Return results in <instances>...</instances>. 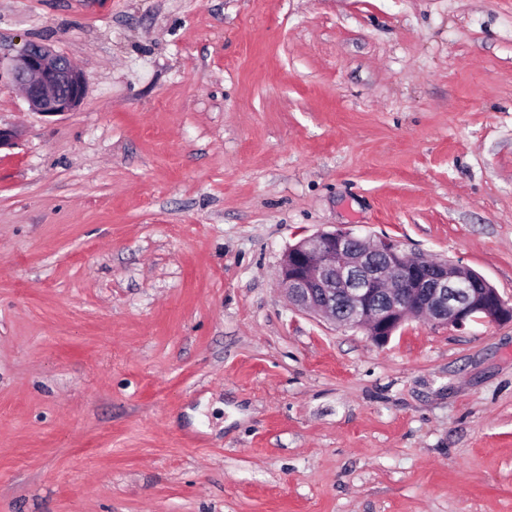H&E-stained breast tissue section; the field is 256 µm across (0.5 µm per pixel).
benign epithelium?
<instances>
[{
  "instance_id": "obj_1",
  "label": "benign epithelium",
  "mask_w": 512,
  "mask_h": 512,
  "mask_svg": "<svg viewBox=\"0 0 512 512\" xmlns=\"http://www.w3.org/2000/svg\"><path fill=\"white\" fill-rule=\"evenodd\" d=\"M5 74L41 115L71 112L84 99V73L63 66L62 56L42 44L23 45L8 67L0 65V79ZM279 277L293 305L362 330L381 345L410 318L456 329L472 321H512V305L472 269L346 229L322 231L288 248Z\"/></svg>"
}]
</instances>
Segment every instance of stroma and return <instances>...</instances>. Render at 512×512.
Here are the masks:
<instances>
[{
  "label": "stroma",
  "mask_w": 512,
  "mask_h": 512,
  "mask_svg": "<svg viewBox=\"0 0 512 512\" xmlns=\"http://www.w3.org/2000/svg\"><path fill=\"white\" fill-rule=\"evenodd\" d=\"M0 512H512V322L384 345L277 271L339 227L512 303V0H0ZM6 74L24 91L31 111L41 115L71 112L84 99V73L63 66L62 56L42 44H24L10 59Z\"/></svg>",
  "instance_id": "stroma-1"
}]
</instances>
